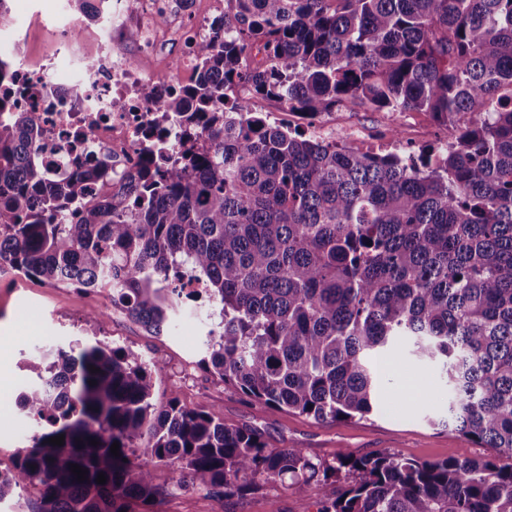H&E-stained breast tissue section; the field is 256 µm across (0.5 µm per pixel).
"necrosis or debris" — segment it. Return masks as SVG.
Listing matches in <instances>:
<instances>
[{
	"instance_id": "necrosis-or-debris-1",
	"label": "necrosis or debris",
	"mask_w": 512,
	"mask_h": 512,
	"mask_svg": "<svg viewBox=\"0 0 512 512\" xmlns=\"http://www.w3.org/2000/svg\"><path fill=\"white\" fill-rule=\"evenodd\" d=\"M107 24L98 27L94 66H87L80 29L65 21L56 46L38 59L15 63L0 96L37 110L42 124L40 156L63 167L72 148L85 149L88 163L107 161L110 181L98 192L122 187L121 177L139 164L150 141L155 101L180 87L168 59L194 71V46L214 24L203 0H109ZM72 59L68 79H56L58 52Z\"/></svg>"
}]
</instances>
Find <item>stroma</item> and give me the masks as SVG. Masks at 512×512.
Segmentation results:
<instances>
[{
  "label": "stroma",
  "instance_id": "35a3bbf8",
  "mask_svg": "<svg viewBox=\"0 0 512 512\" xmlns=\"http://www.w3.org/2000/svg\"><path fill=\"white\" fill-rule=\"evenodd\" d=\"M60 2L6 0L10 18L23 19L36 10L43 15L44 27L23 45L25 56H33L55 39L54 15ZM251 104L269 121L287 123L308 135L361 144L376 152H409L437 144L448 135L445 127L424 112L392 113L349 104L322 114L313 124L271 99L255 97ZM94 310L100 311L101 318L92 324L88 316ZM214 310V304L205 299L186 302L168 332L154 336L114 307L110 295L94 301L67 286L52 287L0 272V431L11 434L10 441L0 444V471L13 469L30 434L28 422L15 405L16 392L29 376L26 359L37 350L91 333L157 362L156 390L163 401L217 410L227 423L259 429L275 448L294 446L313 459L326 461L340 451L363 457L385 450L417 461L470 457L512 466L511 455L479 447L453 428L440 425V418L448 414L450 391L438 370L410 356L403 342L376 363L379 406L367 418L322 424L305 415L245 401L197 364ZM420 386L427 391L421 399L414 395ZM318 491L312 485L277 484L248 499L221 503L199 491L168 497L158 512H299L302 503L314 500Z\"/></svg>",
  "mask_w": 512,
  "mask_h": 512
}]
</instances>
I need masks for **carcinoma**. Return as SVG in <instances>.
<instances>
[{
  "label": "carcinoma",
  "instance_id": "carcinoma-1",
  "mask_svg": "<svg viewBox=\"0 0 512 512\" xmlns=\"http://www.w3.org/2000/svg\"><path fill=\"white\" fill-rule=\"evenodd\" d=\"M196 59L193 83L154 107L179 150L159 145L110 194L91 193L107 163L51 176L39 116L0 110V270L106 288L155 336L200 297L183 282L202 279L218 321L198 365L323 423L372 412L373 358L402 338L442 365V424L512 456V0H224ZM238 86L311 119L346 104L426 112L448 140L363 152L269 123ZM27 369L17 407L34 428L0 502L33 486L36 512H137L175 491L221 501L344 478L301 512H512V468L385 451L315 463L158 401L160 366L130 348L87 338Z\"/></svg>",
  "mask_w": 512,
  "mask_h": 512
}]
</instances>
